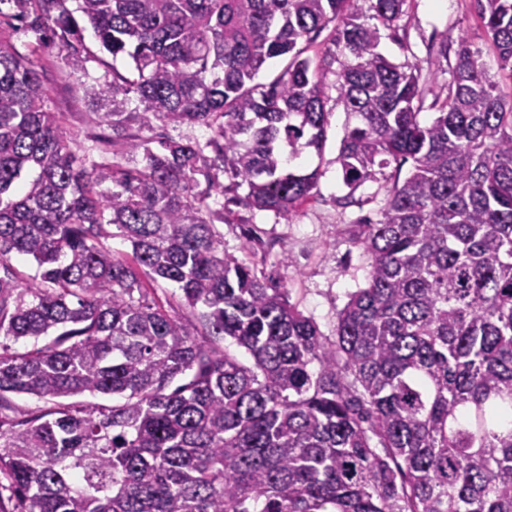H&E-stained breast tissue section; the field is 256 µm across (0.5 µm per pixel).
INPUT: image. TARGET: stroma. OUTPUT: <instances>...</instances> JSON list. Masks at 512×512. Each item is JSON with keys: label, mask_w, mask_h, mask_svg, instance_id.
I'll use <instances>...</instances> for the list:
<instances>
[{"label": "stroma", "mask_w": 512, "mask_h": 512, "mask_svg": "<svg viewBox=\"0 0 512 512\" xmlns=\"http://www.w3.org/2000/svg\"><path fill=\"white\" fill-rule=\"evenodd\" d=\"M406 35L396 41L381 39V51L394 61L426 59L430 46L447 42L449 52H456L460 39H467L471 49L480 51L492 80L512 81V74L502 70L489 47L487 32L480 21L473 0H409ZM89 50L83 70H74L63 61L57 45L39 53L50 89V106L60 112L68 130L85 133L93 125L95 105L83 85L87 77L111 74L113 69H128L127 61H113L100 52L92 30L84 32ZM349 117L342 105H334L329 117L327 139L322 154L306 151V169H320L318 193L290 219L275 217L266 211L239 208V221L221 225L226 253L246 259L259 272L280 280L288 290L290 303L311 317L328 338L336 336L338 312L349 296L364 287L369 260L350 240L353 224L377 219L386 196L385 180L368 182L355 193L356 201L341 207L337 200L346 194L336 158L339 154ZM291 263H283V254Z\"/></svg>", "instance_id": "35a3bbf8"}]
</instances>
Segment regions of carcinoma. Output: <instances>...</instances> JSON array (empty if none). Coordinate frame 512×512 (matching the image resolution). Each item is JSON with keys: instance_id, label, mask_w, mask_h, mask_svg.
Returning a JSON list of instances; mask_svg holds the SVG:
<instances>
[{"instance_id": "cac0c4a2", "label": "carcinoma", "mask_w": 512, "mask_h": 512, "mask_svg": "<svg viewBox=\"0 0 512 512\" xmlns=\"http://www.w3.org/2000/svg\"><path fill=\"white\" fill-rule=\"evenodd\" d=\"M5 2L36 38L22 55L0 31V475L13 512H512V86L480 53L462 37L452 67L446 42L390 60L381 31L405 29L408 0ZM474 2L512 68V0ZM76 11L131 61L87 87L111 130L90 136L89 160L36 58L49 39L82 65ZM328 27L331 47L303 56ZM278 58L276 78L255 82ZM439 71L448 82L429 102L423 75ZM331 101L356 120L337 157L340 206L397 172L378 219L352 225L370 270L333 341L286 287L224 252L218 229L235 221L230 203L288 219L313 198L318 170L290 161L322 153ZM154 120L211 136L141 135ZM116 234L131 251L112 250ZM160 280L190 315L147 299ZM228 337L251 364L220 346ZM84 393L117 402L68 401Z\"/></svg>"}]
</instances>
